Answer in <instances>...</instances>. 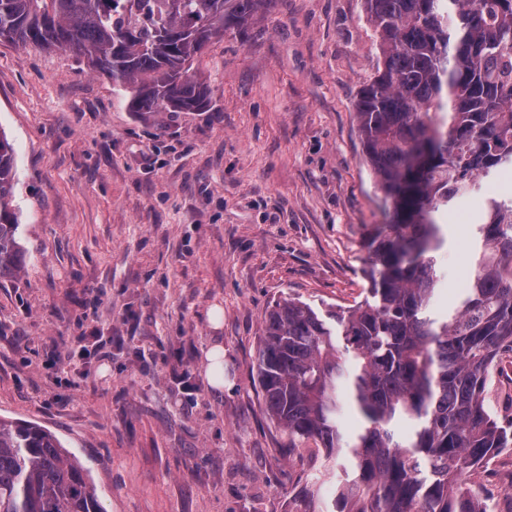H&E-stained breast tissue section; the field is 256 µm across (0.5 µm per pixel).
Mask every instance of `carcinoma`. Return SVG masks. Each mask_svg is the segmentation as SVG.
Listing matches in <instances>:
<instances>
[{
	"label": "carcinoma",
	"instance_id": "1",
	"mask_svg": "<svg viewBox=\"0 0 512 512\" xmlns=\"http://www.w3.org/2000/svg\"><path fill=\"white\" fill-rule=\"evenodd\" d=\"M273 3L0 0V40L73 46L128 111L172 117L212 109L195 61ZM364 4L378 65L356 116L389 223L366 240L363 301L323 313L288 298L265 315L264 411L288 449L311 442L341 468L329 512H489L467 475L512 447V415L485 404L492 367L512 355V199L486 200L468 288L441 320L435 214L512 167V0ZM16 186L0 130V278L24 269ZM352 412L363 423L348 433ZM102 496L54 432L0 418V512H106Z\"/></svg>",
	"mask_w": 512,
	"mask_h": 512
}]
</instances>
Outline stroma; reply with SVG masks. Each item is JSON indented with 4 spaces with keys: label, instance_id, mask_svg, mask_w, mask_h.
I'll return each mask as SVG.
<instances>
[{
    "label": "stroma",
    "instance_id": "obj_1",
    "mask_svg": "<svg viewBox=\"0 0 512 512\" xmlns=\"http://www.w3.org/2000/svg\"><path fill=\"white\" fill-rule=\"evenodd\" d=\"M377 57L363 0H276L197 59L211 110L156 120L72 52L0 42L26 258L0 278V417L56 433L108 512H304L324 451L285 455L255 358L275 301L365 296L364 243L388 215L355 102ZM491 194L511 198L512 176L436 216L435 315L463 296ZM206 376L212 388L218 392L224 390V345L214 343L205 353Z\"/></svg>",
    "mask_w": 512,
    "mask_h": 512
}]
</instances>
